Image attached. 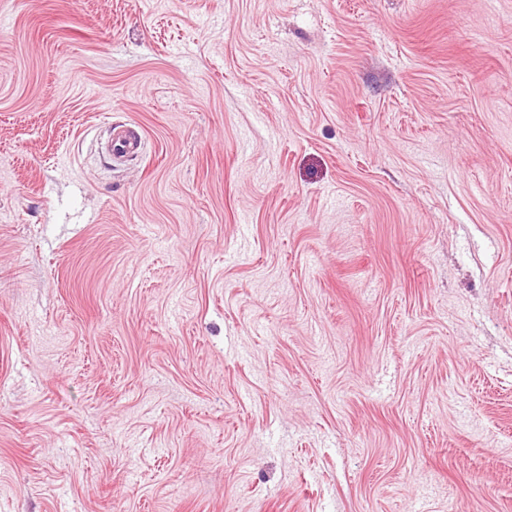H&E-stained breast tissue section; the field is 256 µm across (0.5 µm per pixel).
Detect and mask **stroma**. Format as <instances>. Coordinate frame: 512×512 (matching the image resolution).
Instances as JSON below:
<instances>
[{
	"mask_svg": "<svg viewBox=\"0 0 512 512\" xmlns=\"http://www.w3.org/2000/svg\"><path fill=\"white\" fill-rule=\"evenodd\" d=\"M0 512H512V0H0ZM140 135L127 130L116 132L110 144L109 153L113 162H125L141 153Z\"/></svg>",
	"mask_w": 512,
	"mask_h": 512,
	"instance_id": "stroma-1",
	"label": "stroma"
}]
</instances>
